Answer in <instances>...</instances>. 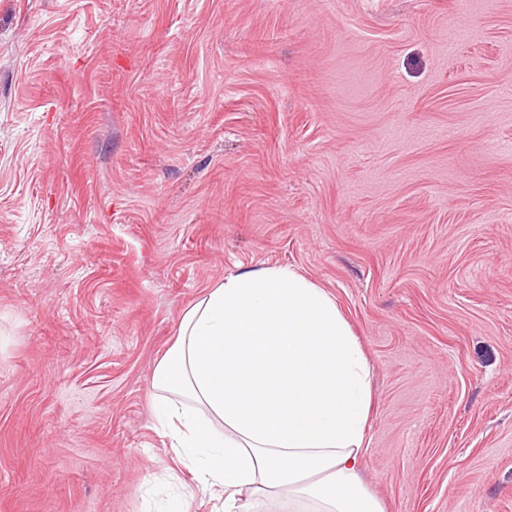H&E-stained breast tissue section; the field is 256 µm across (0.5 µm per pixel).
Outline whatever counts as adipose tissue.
<instances>
[{
  "instance_id": "ef3b65f1",
  "label": "adipose tissue",
  "mask_w": 512,
  "mask_h": 512,
  "mask_svg": "<svg viewBox=\"0 0 512 512\" xmlns=\"http://www.w3.org/2000/svg\"><path fill=\"white\" fill-rule=\"evenodd\" d=\"M370 375L334 296L268 265L182 313L151 388L177 462L224 512H384L361 477Z\"/></svg>"
}]
</instances>
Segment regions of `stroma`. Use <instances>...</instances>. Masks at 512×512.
<instances>
[{"label":"stroma","instance_id":"35a3bbf8","mask_svg":"<svg viewBox=\"0 0 512 512\" xmlns=\"http://www.w3.org/2000/svg\"><path fill=\"white\" fill-rule=\"evenodd\" d=\"M261 264L359 338L385 512H512V0H0V512H164L155 366Z\"/></svg>","mask_w":512,"mask_h":512}]
</instances>
